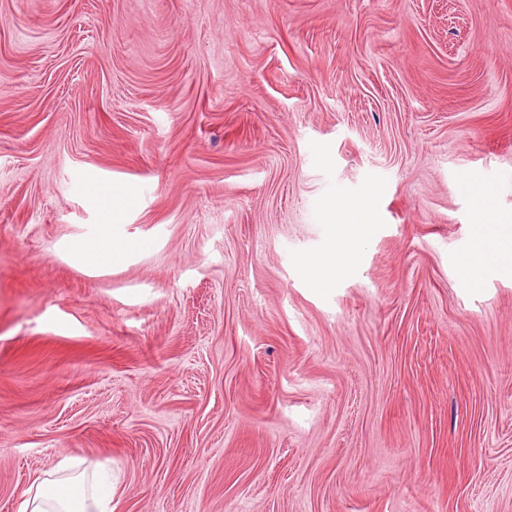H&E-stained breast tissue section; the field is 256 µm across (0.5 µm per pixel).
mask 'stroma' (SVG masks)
I'll list each match as a JSON object with an SVG mask.
<instances>
[{
    "instance_id": "1",
    "label": "stroma",
    "mask_w": 512,
    "mask_h": 512,
    "mask_svg": "<svg viewBox=\"0 0 512 512\" xmlns=\"http://www.w3.org/2000/svg\"><path fill=\"white\" fill-rule=\"evenodd\" d=\"M482 199L512 225V0H0V512L66 457L113 512H512ZM107 222L146 248L74 261ZM340 210L342 214L341 224L352 239H357L363 232L365 224H370L373 219V212L364 204L345 203ZM353 259L354 253L351 250H334L319 257H303L300 263L319 287L327 288L335 281L338 272L351 268Z\"/></svg>"
}]
</instances>
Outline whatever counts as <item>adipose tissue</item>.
Instances as JSON below:
<instances>
[{
    "instance_id": "ef3b65f1",
    "label": "adipose tissue",
    "mask_w": 512,
    "mask_h": 512,
    "mask_svg": "<svg viewBox=\"0 0 512 512\" xmlns=\"http://www.w3.org/2000/svg\"><path fill=\"white\" fill-rule=\"evenodd\" d=\"M139 241L113 242L112 227L100 225L96 236L72 242L70 255L83 262L111 260L121 254L142 249ZM496 266L512 272V233L483 213L472 250L465 260L464 273L469 286H476L485 268ZM74 459L60 461L43 478L34 481L23 493L22 512H112V494L87 486L78 474Z\"/></svg>"
}]
</instances>
